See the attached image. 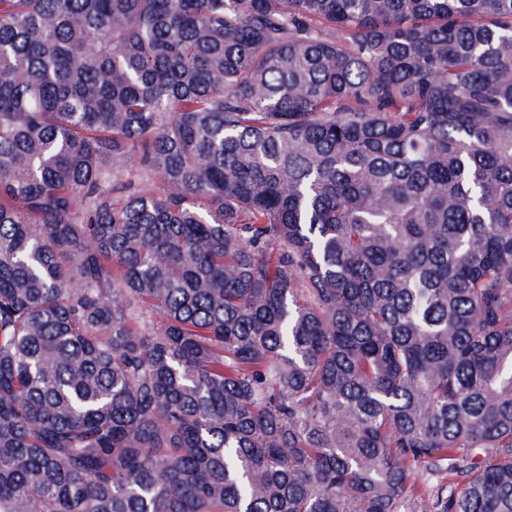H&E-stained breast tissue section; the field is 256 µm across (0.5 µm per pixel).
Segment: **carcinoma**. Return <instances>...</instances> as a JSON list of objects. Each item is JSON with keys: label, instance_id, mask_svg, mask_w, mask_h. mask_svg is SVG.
I'll list each match as a JSON object with an SVG mask.
<instances>
[{"label": "carcinoma", "instance_id": "carcinoma-1", "mask_svg": "<svg viewBox=\"0 0 512 512\" xmlns=\"http://www.w3.org/2000/svg\"><path fill=\"white\" fill-rule=\"evenodd\" d=\"M512 512V0H0V512ZM416 481L426 489V497L431 506V512H434L432 504L435 503L437 494L448 495L449 485L456 483L455 477H448V475L432 474L425 470H418L416 472Z\"/></svg>", "mask_w": 512, "mask_h": 512}]
</instances>
